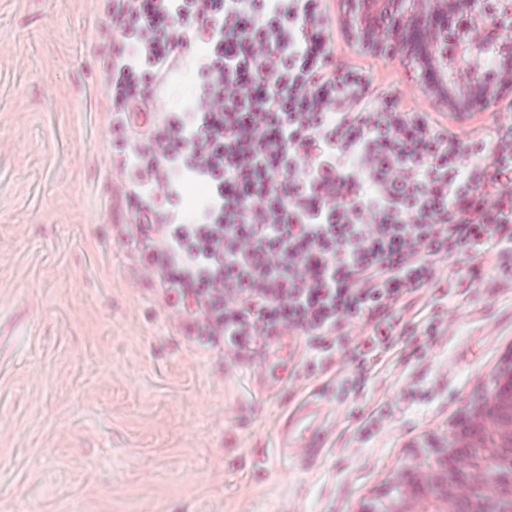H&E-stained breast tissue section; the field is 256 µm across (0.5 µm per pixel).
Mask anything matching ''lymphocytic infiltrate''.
<instances>
[{
  "mask_svg": "<svg viewBox=\"0 0 512 512\" xmlns=\"http://www.w3.org/2000/svg\"><path fill=\"white\" fill-rule=\"evenodd\" d=\"M469 41L512 0H455ZM117 233L184 336L301 337L365 387L423 358L429 288L512 277V131L462 132L336 61L331 0H104Z\"/></svg>",
  "mask_w": 512,
  "mask_h": 512,
  "instance_id": "1",
  "label": "lymphocytic infiltrate"
}]
</instances>
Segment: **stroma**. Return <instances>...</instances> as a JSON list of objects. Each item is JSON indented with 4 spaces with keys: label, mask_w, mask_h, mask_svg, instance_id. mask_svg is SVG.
<instances>
[{
    "label": "stroma",
    "mask_w": 512,
    "mask_h": 512,
    "mask_svg": "<svg viewBox=\"0 0 512 512\" xmlns=\"http://www.w3.org/2000/svg\"><path fill=\"white\" fill-rule=\"evenodd\" d=\"M348 9L334 0L337 62L375 56L377 81L435 111L405 53L356 42ZM105 35L100 0H0V512H362L413 463L409 440L448 430L488 381L512 283L449 295L423 360L336 394L347 424L318 464L278 455L287 397H254L249 362L180 336L112 233Z\"/></svg>",
    "instance_id": "stroma-1"
}]
</instances>
